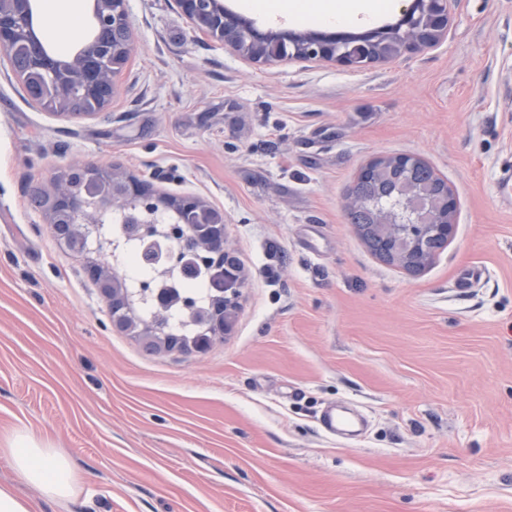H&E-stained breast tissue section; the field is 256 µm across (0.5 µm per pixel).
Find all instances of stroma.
I'll return each instance as SVG.
<instances>
[{
  "mask_svg": "<svg viewBox=\"0 0 512 512\" xmlns=\"http://www.w3.org/2000/svg\"><path fill=\"white\" fill-rule=\"evenodd\" d=\"M108 108L50 113L0 67V448L34 434L85 492L32 512H512V0H449L433 47L358 69L255 64L176 0H127ZM412 154L457 199L418 273L376 257L345 194ZM103 166L223 212L246 281L231 335L145 353L35 192ZM482 272L469 291L459 284ZM342 402L368 426L325 434ZM320 427L322 431L329 435L336 434L343 436H354L359 429L348 422L344 417L336 414V405L331 406L320 418Z\"/></svg>",
  "mask_w": 512,
  "mask_h": 512,
  "instance_id": "obj_1",
  "label": "stroma"
}]
</instances>
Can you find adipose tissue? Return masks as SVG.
<instances>
[{
  "label": "adipose tissue",
  "instance_id": "1",
  "mask_svg": "<svg viewBox=\"0 0 512 512\" xmlns=\"http://www.w3.org/2000/svg\"><path fill=\"white\" fill-rule=\"evenodd\" d=\"M389 0H247L248 10L287 14L296 20L343 28L359 15L376 16ZM9 459L15 480L0 483V512H31V504L18 485L36 487L46 498L69 504L82 493L83 479L70 460L34 437L25 435L0 450Z\"/></svg>",
  "mask_w": 512,
  "mask_h": 512
}]
</instances>
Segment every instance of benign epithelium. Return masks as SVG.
I'll use <instances>...</instances> for the list:
<instances>
[{"label": "benign epithelium", "instance_id": "benign-epithelium-1", "mask_svg": "<svg viewBox=\"0 0 512 512\" xmlns=\"http://www.w3.org/2000/svg\"><path fill=\"white\" fill-rule=\"evenodd\" d=\"M177 3L192 29L236 50L244 42L252 45L254 50L248 54L251 61L280 63L288 59L275 48L263 49L268 37L257 35L253 29L243 30L237 16L224 10L221 0H177ZM94 13L100 27L104 28L99 40L53 66L43 54L35 53L29 58L25 73L21 74L26 84L47 80L57 111L66 117H93L111 104L119 61L129 57L133 49L126 0H94ZM403 14L405 24L400 30L370 33L364 44L369 55L382 58L385 46L392 50L433 47L448 31V0H422L419 11L407 8ZM115 29L125 33L123 42L115 43L110 39V32ZM18 40L35 47L39 44V35L32 26L31 0H0V52L8 53ZM306 58L335 61L346 67L356 66L357 60L356 53L334 42L307 43ZM73 170L85 172L86 183L81 195L74 193L68 184V173ZM176 202L177 206H172L142 180L113 169L73 165L56 178L49 216L53 224L62 214L67 215L71 224L104 225L112 223L114 217L119 224H142L155 222L167 214L174 216L179 224L224 223V214L196 195L179 196ZM456 208V199L451 194L434 207L402 202L398 214L385 225V238L398 260L404 264H426L427 240L433 236L449 239L454 235ZM197 240L209 262L216 263L229 255L222 235L216 239L199 236ZM98 265L105 299L120 296L122 288L111 263L104 259ZM243 287L241 268L225 262L224 319L211 322L215 330L222 329L224 334H230Z\"/></svg>", "mask_w": 512, "mask_h": 512}]
</instances>
